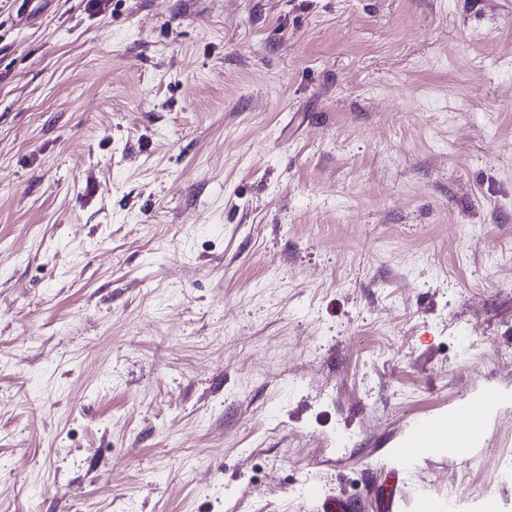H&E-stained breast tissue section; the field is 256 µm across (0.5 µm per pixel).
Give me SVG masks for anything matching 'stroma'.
Segmentation results:
<instances>
[{
	"mask_svg": "<svg viewBox=\"0 0 512 512\" xmlns=\"http://www.w3.org/2000/svg\"><path fill=\"white\" fill-rule=\"evenodd\" d=\"M508 448L512 0H0V512H512ZM473 408L472 402L465 408L457 409L448 416L431 418L425 420L415 431L420 436L411 446L413 459L428 455L438 449L448 446V436L453 437V447L458 450L472 449L475 442L471 444L462 438V430L466 427ZM469 444V445H467Z\"/></svg>",
	"mask_w": 512,
	"mask_h": 512,
	"instance_id": "35a3bbf8",
	"label": "stroma"
}]
</instances>
